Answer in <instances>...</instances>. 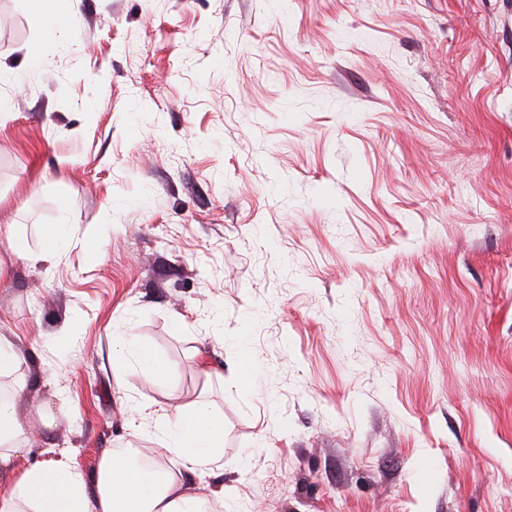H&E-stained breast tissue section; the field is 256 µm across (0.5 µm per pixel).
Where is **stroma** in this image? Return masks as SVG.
<instances>
[{
    "mask_svg": "<svg viewBox=\"0 0 512 512\" xmlns=\"http://www.w3.org/2000/svg\"><path fill=\"white\" fill-rule=\"evenodd\" d=\"M0 0V375L19 465L209 403L223 512H512V0ZM126 333L169 365L112 369ZM252 387L236 381L242 355ZM78 0H22L21 6L27 11L35 29L46 39H53L55 33L67 19V11ZM7 239L13 242V252L16 257L26 263H52L65 249L69 239V228L67 224H50L43 228L44 246L40 252L29 251L22 243H17L15 234L9 231ZM26 357L11 341L0 336V371L17 369L25 365Z\"/></svg>",
    "mask_w": 512,
    "mask_h": 512,
    "instance_id": "35a3bbf8",
    "label": "stroma"
}]
</instances>
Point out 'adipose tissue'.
<instances>
[{
	"label": "adipose tissue",
	"instance_id": "ef3b65f1",
	"mask_svg": "<svg viewBox=\"0 0 512 512\" xmlns=\"http://www.w3.org/2000/svg\"><path fill=\"white\" fill-rule=\"evenodd\" d=\"M75 0H21L29 20L45 38H54ZM69 228L50 224L43 228L40 252L14 244L24 262L51 263L65 249ZM112 365L123 371L134 367L149 377L164 376L166 359L136 337L115 336ZM152 427L151 451L135 449L123 455L108 454L101 461L94 487L64 463L36 462L25 467L12 486L0 492V512H212L209 494L187 490L179 474L164 467V460L178 461L184 470L204 472L215 465L224 446V419L203 402L144 411ZM51 412L25 419L14 396L0 395V469L11 467L17 450L33 425L51 427Z\"/></svg>",
	"mask_w": 512,
	"mask_h": 512
}]
</instances>
